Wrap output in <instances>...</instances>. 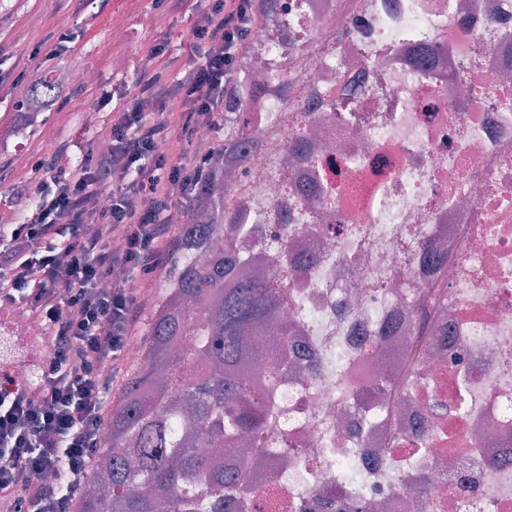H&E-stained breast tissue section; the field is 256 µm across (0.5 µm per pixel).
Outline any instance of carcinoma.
I'll return each instance as SVG.
<instances>
[{
  "label": "carcinoma",
  "instance_id": "cac0c4a2",
  "mask_svg": "<svg viewBox=\"0 0 512 512\" xmlns=\"http://www.w3.org/2000/svg\"><path fill=\"white\" fill-rule=\"evenodd\" d=\"M61 85L35 81L27 101L52 105ZM252 134L245 120L224 123V147L211 176L188 199L166 292L147 330L144 358L124 382L106 426L112 447L96 454L81 512H255L263 494L251 480L259 458L240 454L218 465L224 442L246 436L256 448L280 442L282 456L299 449L275 431L277 388L298 328L282 318L296 275L282 273L288 252L268 254L270 273L249 274L253 248L265 244L264 225L236 223L224 205V153L246 158ZM444 302L426 288L411 319L410 352L402 376L379 391L393 401L414 384L428 340V322ZM260 336L279 358L258 362L248 338ZM208 436L213 457L198 452ZM367 503L304 498L299 512H367Z\"/></svg>",
  "mask_w": 512,
  "mask_h": 512
}]
</instances>
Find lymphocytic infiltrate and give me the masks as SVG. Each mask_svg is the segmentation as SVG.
<instances>
[{
	"mask_svg": "<svg viewBox=\"0 0 512 512\" xmlns=\"http://www.w3.org/2000/svg\"><path fill=\"white\" fill-rule=\"evenodd\" d=\"M186 62L175 80L156 72L166 43L151 44L137 87L112 103L101 147L74 165L61 154L12 186L38 202L0 230V308H22L46 353L35 379L0 375V512H70L88 484L108 409L114 362L162 266L179 202L206 180L209 155L175 159L173 134L198 137L224 120V97L261 17L255 0H197ZM122 278L106 282L113 272ZM54 474L51 483L34 482Z\"/></svg>",
	"mask_w": 512,
	"mask_h": 512,
	"instance_id": "lymphocytic-infiltrate-1",
	"label": "lymphocytic infiltrate"
}]
</instances>
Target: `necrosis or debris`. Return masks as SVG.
<instances>
[{
  "instance_id": "1",
  "label": "necrosis or debris",
  "mask_w": 512,
  "mask_h": 512,
  "mask_svg": "<svg viewBox=\"0 0 512 512\" xmlns=\"http://www.w3.org/2000/svg\"><path fill=\"white\" fill-rule=\"evenodd\" d=\"M279 15L297 44L258 26L246 63L285 77L250 79L260 145L224 158L238 223L288 228L302 272L284 315L313 355L284 369L278 424L296 453L262 450L263 512L317 493L512 512V0H280ZM433 282L448 302L422 386L384 415L370 392L399 374L409 334L376 356L367 340ZM420 473L426 509L405 487Z\"/></svg>"
}]
</instances>
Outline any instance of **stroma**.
<instances>
[{
  "instance_id": "stroma-1",
  "label": "stroma",
  "mask_w": 512,
  "mask_h": 512,
  "mask_svg": "<svg viewBox=\"0 0 512 512\" xmlns=\"http://www.w3.org/2000/svg\"><path fill=\"white\" fill-rule=\"evenodd\" d=\"M195 11V0H186L182 11L171 15L153 8L151 0H94L80 18L67 50L49 59L33 55L32 50L40 44L46 49L55 45L59 20L68 13L65 0H0V38L12 48L0 66L10 70L19 63L26 73L16 87L0 89V172H30L38 159L60 148L71 163L83 160L96 148L108 120L98 106L102 93L133 91L145 48L156 41L167 42L168 51L155 67L174 78L182 63L178 48L190 34ZM116 16L123 21L117 30L112 27ZM59 70H89L96 78L64 87L48 111L28 120L17 111V102L26 99L34 81ZM76 99L84 101L83 111H70ZM17 316L16 310H0V354L6 366L23 362L37 369L44 351L36 337L17 328Z\"/></svg>"
}]
</instances>
